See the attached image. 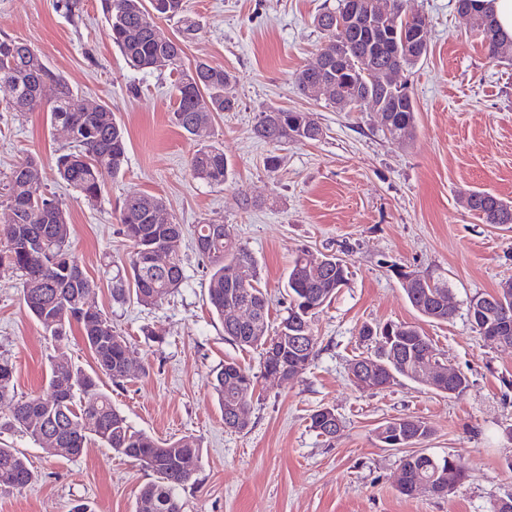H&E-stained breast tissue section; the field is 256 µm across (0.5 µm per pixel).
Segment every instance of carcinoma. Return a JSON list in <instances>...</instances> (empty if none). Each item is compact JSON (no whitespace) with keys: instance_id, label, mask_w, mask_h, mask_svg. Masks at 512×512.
Wrapping results in <instances>:
<instances>
[{"instance_id":"1","label":"carcinoma","mask_w":512,"mask_h":512,"mask_svg":"<svg viewBox=\"0 0 512 512\" xmlns=\"http://www.w3.org/2000/svg\"><path fill=\"white\" fill-rule=\"evenodd\" d=\"M371 0H337V6L327 8L314 17L315 27L324 42L315 58L295 74L297 91L308 95L307 80L325 78L336 82L339 99L332 102L341 112H350L348 103L365 95L387 106L384 133L393 139L409 141L416 131V108L411 94L399 91L389 82L388 71L394 66L411 69L427 55L410 49L398 56L391 54L394 41L402 33L422 27L426 17L411 7V0H391L398 10L397 34L380 37L373 42L365 35L349 29L345 13L354 5L362 13L369 11ZM457 10L471 13L472 27L477 32L491 29L486 40L491 57L512 64V39L501 36L494 18L481 0H455ZM113 45L123 58L144 72L167 71L174 80V123L200 141L192 154L189 167L192 174L209 185H221L228 173L224 152L208 143L212 119L217 112H233L235 100L224 97V86L231 74L222 66L204 60L185 67V49L196 36L200 23L187 13L186 0H103ZM172 21L175 33L160 36L158 22ZM8 79L17 88L16 95L6 102L7 112H33L42 108L38 100L39 87L52 83L58 98L48 105L54 124H69L74 129L72 149L58 155L55 169L58 179L77 192V199L88 204L102 196L103 172L118 175L127 163L125 131L117 120L107 124L97 111L83 107V97L67 80L52 69L40 51L19 38L0 40V80ZM254 132L260 140L280 146L288 143L312 142L323 136V129L314 114L291 109L269 108L259 114ZM38 165L30 156L15 166L8 177L4 200L0 206L8 219L0 226V263L12 265L23 280V300L30 314L48 331L54 341L66 336V328L55 321L65 310L67 318L76 322L92 353L96 370L89 374L79 367H52L47 397L34 395L26 400L14 399V366L7 358L0 359V403L10 404L9 415L0 422L1 429H15L35 441L50 434L57 435V445L67 449L64 458L78 457V449L97 441L119 456L139 462L158 475V480L145 485L137 500L136 512H181L176 489L192 479L181 469L183 456L199 451L190 436L175 441H161L133 429L127 418L112 405L111 396L100 385V376L120 380L127 376L126 361L129 346L126 338L115 330L112 319L105 313L84 307L85 297L95 283L83 274L70 239L68 204L62 198L46 193L25 177L24 169ZM469 211L485 224H502L512 203L492 193L473 191L468 195ZM162 200L152 194H132L124 198L119 221L121 233L128 243V256L123 267L112 278V298L121 302L135 295L143 306H154L180 288L185 281L183 258L173 252L170 267L163 272L153 270L150 257L169 239L183 233L181 224H155L153 211ZM193 246L195 253L210 273L208 298L212 310L224 319V304L246 303L255 310V322L250 326L223 323L224 336L243 349L259 351L262 360L272 350L282 349L280 330L301 337L299 345L288 343L281 366L300 362L308 366L316 355L317 336L313 332V316L336 293L347 285L349 267L345 259L331 254L332 262L321 267L308 266V254L294 261L288 274L286 292L288 314L279 329H269V302L258 287V268L252 254L235 240L230 226L206 221L196 226ZM404 293L411 306L424 318L447 322L455 314L448 300H439L429 287L406 288ZM507 309L512 319V278L502 281L489 295V316L480 318L470 313L468 318L481 336L499 330L500 310ZM406 331L389 337L385 326L377 327L374 335L361 329V340L374 339L376 350L372 358L380 363L386 378L403 377L417 380L416 365L428 354L440 356L429 337L416 326L402 324ZM253 376L235 362H226L216 372L212 382L219 406L224 413V427L235 432L245 430L249 422L237 423L230 410L238 407L251 414L250 400ZM321 408L309 415L310 428L318 435L333 438L327 414ZM402 470L405 482L399 491L405 496L415 494L417 483L433 477L456 489L465 473L452 454L428 457L422 452L405 451ZM34 480L27 457L16 448L0 447V488L22 489Z\"/></svg>"}]
</instances>
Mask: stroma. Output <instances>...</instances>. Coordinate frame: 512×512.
Instances as JSON below:
<instances>
[{
    "instance_id": "obj_1",
    "label": "stroma",
    "mask_w": 512,
    "mask_h": 512,
    "mask_svg": "<svg viewBox=\"0 0 512 512\" xmlns=\"http://www.w3.org/2000/svg\"><path fill=\"white\" fill-rule=\"evenodd\" d=\"M336 0H188L201 28L186 49L224 66L236 111L220 112L211 138L231 166L227 181L193 177L199 144L172 121L168 73L130 67L116 47L100 0H81L70 16L63 0H0V38H21L39 50L84 98L108 105L125 126L128 163L105 175L97 205L74 201L55 179L57 153L68 135L46 112H7L0 88V186L10 170L38 157L43 190L69 202L73 248L96 287L89 303L107 313L127 339L129 373L105 382L113 405L131 426L159 439L193 437L200 453L193 477L177 492L181 512H492L512 495V347L480 336L467 306L512 277V227L483 223L463 204L473 190L512 201V65L492 60L454 0H412L429 18L428 53L399 75L418 112L408 142L390 139L370 111L339 112L326 98L298 93L294 75L314 58L323 38L314 16ZM283 107L315 113L320 140L274 147L253 128L261 111ZM278 155L276 168L265 165ZM162 198L168 221L183 225L176 244L186 281L155 307L112 299V278L127 254L118 205L128 194ZM230 225L258 263L270 320L286 314L285 282L301 252L337 254L349 280L315 317L312 363L288 383L263 372L258 352L224 338L207 295L209 272L191 247L197 224ZM412 271L448 288L453 319L436 323L408 302L398 276ZM418 326L468 386L455 395L396 379L380 391L360 389L349 365L374 343L363 326ZM13 363L17 396L44 393L52 365L92 370L95 362L78 328L61 344L27 311L18 271L0 264V358ZM234 361L254 376L249 426H224L212 380ZM334 409L335 438L318 436L310 414ZM414 417L432 435L423 447L453 454L467 477L452 494L412 497L398 490L401 451L386 448L375 430ZM0 443L19 449L35 473L22 489H0V512H135L141 488L156 475L137 461L91 442L65 459L18 432Z\"/></svg>"
}]
</instances>
